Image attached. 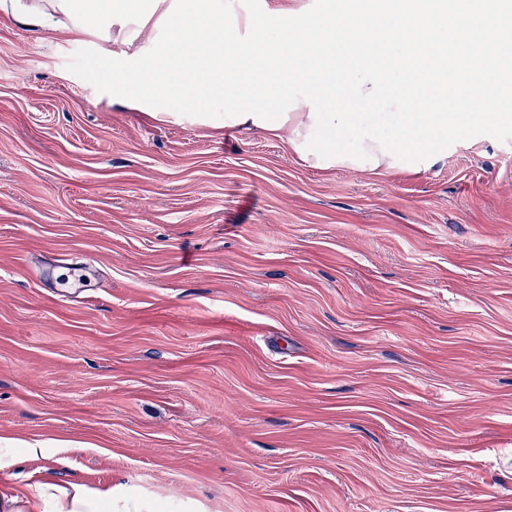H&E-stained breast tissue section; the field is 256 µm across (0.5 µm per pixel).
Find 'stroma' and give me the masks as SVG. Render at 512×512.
Instances as JSON below:
<instances>
[{
	"label": "stroma",
	"mask_w": 512,
	"mask_h": 512,
	"mask_svg": "<svg viewBox=\"0 0 512 512\" xmlns=\"http://www.w3.org/2000/svg\"><path fill=\"white\" fill-rule=\"evenodd\" d=\"M86 48L122 46L0 10V512H512V139L314 167L117 103ZM364 141L365 142L362 143V146H363V148L365 147L367 151H369V156L377 157L379 159V166L375 170H371V169L375 168V167H372L373 164H369V165L366 164L365 169H362V168H359V166H355V164H351L352 162L350 163L347 160L345 162H338V163L331 162V163H327V165H332L333 167L340 166V167L347 168L350 170H355V171H369L372 173H374V172L375 173L413 172V171H409V170H402L401 168H399L398 165H395L394 166L395 168L390 167L389 164L394 161L392 159V157H389L388 154L386 156H383L380 151V146L378 143L371 141V139H368L367 137L365 138ZM333 163H335V164H333ZM53 496L55 512H111L112 495L82 486H73V493Z\"/></svg>",
	"instance_id": "obj_1"
}]
</instances>
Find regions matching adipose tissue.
I'll use <instances>...</instances> for the list:
<instances>
[{
    "mask_svg": "<svg viewBox=\"0 0 512 512\" xmlns=\"http://www.w3.org/2000/svg\"><path fill=\"white\" fill-rule=\"evenodd\" d=\"M172 0H10L6 7L16 19L33 29L55 32L70 23L94 31L104 40L124 45L150 43L155 24ZM130 19L131 30L113 32L112 20Z\"/></svg>",
    "mask_w": 512,
    "mask_h": 512,
    "instance_id": "adipose-tissue-1",
    "label": "adipose tissue"
}]
</instances>
